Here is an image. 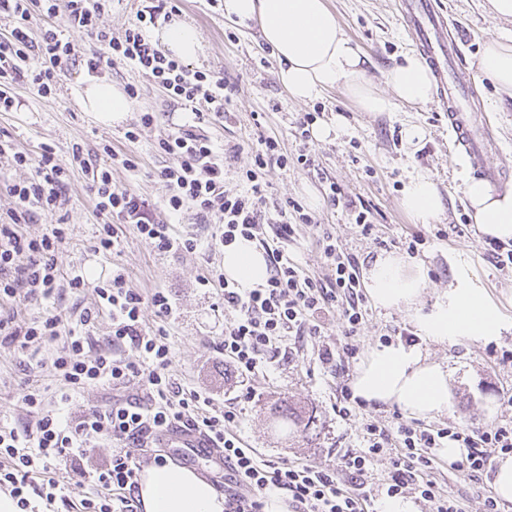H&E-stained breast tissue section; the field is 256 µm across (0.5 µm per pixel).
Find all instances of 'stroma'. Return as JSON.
<instances>
[{
	"instance_id": "stroma-1",
	"label": "stroma",
	"mask_w": 512,
	"mask_h": 512,
	"mask_svg": "<svg viewBox=\"0 0 512 512\" xmlns=\"http://www.w3.org/2000/svg\"><path fill=\"white\" fill-rule=\"evenodd\" d=\"M328 6L364 54L368 78L376 89L385 90L384 70L414 49L397 15L395 0H328ZM440 6L461 34L459 73L475 86L476 114L490 126L495 139L496 149L489 161L496 164L503 158L512 160V96L499 91L474 68L484 42L502 31H512V22L493 18L487 0H440ZM179 7L177 20L192 24L202 39L204 53L199 69L223 75L231 88V119H213L204 126L218 144L240 147L224 176L227 190L239 189V176L250 167L252 149L260 137H279L288 153L293 154L299 148L296 123L304 113H315L317 123L336 127L329 140L309 142L319 171L292 163L285 168L271 166L266 173L271 201L296 200L319 220L315 226L302 225L288 248L306 273L320 278L327 273L317 242L323 229H330L344 252L369 263L383 252H402L405 238L421 234L426 243L414 259L426 271L427 287L418 310L429 311L463 270L512 315V267H498L485 252L486 238L473 224L463 194L461 172L466 160L454 147L448 121L436 102L369 114L360 110L345 89L336 88L314 102L296 103L277 80L274 53L260 45L256 31H243L225 20L219 0H181ZM103 77L118 86L133 84L139 89L124 123H99L81 108L72 89L88 83L89 78L82 67L75 65L59 73L57 91L47 101L32 95L27 84L14 85L12 93L19 106L13 112H0V133L8 135L18 149L32 154L45 144L62 155L75 142L93 146L110 141L117 152L140 162L135 170L114 165L113 184L158 203L160 219L169 220L177 231L192 234L200 245L193 253L161 252L141 240L132 226L124 224L118 229L119 255L95 252L100 220L87 192L90 173L73 168L63 206L67 238L62 247L61 269L67 274L83 272L89 286L81 291L63 288L58 295L41 302L17 300L19 318L58 315L65 328H73L80 310L93 298V285L111 278L113 269H121L128 286L143 295L157 289L170 295L175 305L172 315L161 319L151 306H144V325L153 331L165 330L173 353L170 370L182 384L205 393L219 410L230 398H238L240 418L236 431L245 447L265 459L330 468L336 466L341 455L365 448V426L391 421L393 406L369 403L344 419L336 412L337 399L341 389L351 382L358 356L378 345L381 338L399 340L402 330L413 329L415 312L367 304L356 335L348 338L344 335L341 310L329 311L322 318V335L305 337L291 358L272 363L247 382H240L219 352L224 325L233 313L224 308L221 289L198 284L203 274L224 271V254L212 244L215 227L197 218L191 209L168 216L161 207L168 190L155 177L169 163L168 156L158 149L161 135L191 123L192 116L187 111H168L163 89L131 67L116 66L106 70ZM146 111L156 112V124L142 129L137 141L125 140L126 128L139 123L141 113ZM412 124L426 131L425 138L414 146L404 137L405 128ZM415 173L433 178L444 199L443 214L430 224L417 223L401 206L402 189L409 175ZM331 181L341 186L346 197L362 200L370 209L374 225L371 234H362L348 210L330 205L326 191ZM457 225L463 226V233H454ZM441 229L446 232L442 239L436 236ZM348 342L356 346L358 355L341 369L319 361L322 346L339 349ZM57 348L54 342L35 352L0 346L1 421L13 425L31 422L32 416L22 401L23 388L29 380L43 385L52 383L50 364ZM505 349L512 350V331L491 343L425 344L429 358L448 368L451 403L447 413L423 419V426L477 431L503 420L512 421V365L498 360ZM145 395L144 383L138 379L120 389L90 386L73 399L69 411L76 416L117 399ZM283 397L314 409L322 423L316 437L287 438L274 431L271 409ZM434 477L441 489L459 501L463 512H483L484 498L493 492L492 472L470 481L460 477L444 458Z\"/></svg>"
}]
</instances>
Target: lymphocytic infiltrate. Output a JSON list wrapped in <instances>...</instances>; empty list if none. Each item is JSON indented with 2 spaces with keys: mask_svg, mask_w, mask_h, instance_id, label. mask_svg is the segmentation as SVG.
Returning <instances> with one entry per match:
<instances>
[{
  "mask_svg": "<svg viewBox=\"0 0 512 512\" xmlns=\"http://www.w3.org/2000/svg\"><path fill=\"white\" fill-rule=\"evenodd\" d=\"M111 0H0V14L13 20L10 32L0 38V80L29 83L33 93L51 98L58 71L81 64L89 76L118 64H129L161 86L171 109L192 112L195 122L184 125L158 141L159 150L171 159L158 171L168 194L164 206L175 213L195 210L202 218L218 221L215 243L226 246L236 238L256 239L268 262L265 285L242 287L237 281L220 278L224 306L234 313L224 327L219 352L242 377L267 366L271 355L289 340H301L322 333L321 316L341 308L348 333H355L363 321L365 297L361 291L357 259L340 250L331 231H324L322 247L328 275L314 278L305 274L288 253V243L298 225L314 223L312 213L298 202L285 200L268 204L264 174L270 164L287 166L289 158L275 136L259 138L252 164L244 179L246 192L224 187V167L238 153V146L218 147L202 125L210 117H228L231 98L223 77L193 69L171 58L150 37L159 20L179 11V0H148L136 12V19L121 36H113L104 18ZM46 23L32 32V15ZM76 30L94 38L97 49L84 52L69 39ZM38 57V69H30L31 57ZM0 154L10 155L14 165L32 169L25 181L9 185L14 208L0 213V304L17 296L38 301L51 297L63 280L59 263L66 239L64 222L34 238L25 225L55 215L62 204L72 165L91 167L87 191L97 216L102 217L97 251H118L117 225L133 226L140 238L162 252H192L197 241L189 235L173 236L160 220L155 204L143 195L117 187L112 182V160L135 168L131 158H118L110 142L90 149L71 144L67 159L53 148L42 146L39 157L16 149L0 138ZM95 298L79 315L80 330H69L66 343L52 360V370L63 391L61 401L72 392L97 383L124 387L133 379L147 386L146 398L118 400L104 408L83 412L66 420L44 407L40 387L28 390L23 401L36 414L35 425L22 428L0 426V486L11 489L22 512H28V490L54 501L62 497L64 480L79 477L91 484L93 492L80 502V512H137L136 474L141 463L131 454L155 439L170 426L207 437L214 451L224 458V512H267L272 495H281L288 512H368L370 495L367 475L376 457L393 452L392 469L383 483L386 497L419 495L430 503L432 512H463L458 501L445 495L433 478L435 448L453 441L466 448L458 466L467 479L490 464L486 447L512 454V423L497 424L483 431L437 430L395 419L390 425H368L367 446L358 453L340 457L336 468L309 464H288L261 459L254 449L243 447L234 430L237 411L210 412L209 397L185 388L170 371L172 353L164 332L153 333L142 324L144 304H151L157 317L173 312L164 292L150 298L128 288L125 276L113 272L109 281L94 288ZM112 318V344L129 348L134 359L101 353L87 357L90 344L86 331L101 314ZM63 333L58 316L27 321L16 313H0V342L28 348L55 339ZM112 443V461L103 469L82 468L88 448L99 439ZM46 483H39V476Z\"/></svg>",
  "mask_w": 512,
  "mask_h": 512,
  "instance_id": "lymphocytic-infiltrate-1",
  "label": "lymphocytic infiltrate"
}]
</instances>
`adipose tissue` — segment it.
Segmentation results:
<instances>
[{
  "label": "adipose tissue",
  "instance_id": "obj_1",
  "mask_svg": "<svg viewBox=\"0 0 512 512\" xmlns=\"http://www.w3.org/2000/svg\"><path fill=\"white\" fill-rule=\"evenodd\" d=\"M223 8L225 19L255 29L274 52L277 78L293 101L312 102L341 87L361 111L376 114L393 111L399 104L422 105L432 98L431 71L413 52L384 71L391 94L378 91L366 75L359 47L345 35L326 0H223ZM158 38L167 53L184 62L197 60L202 50L198 32L178 21L166 25ZM478 70L499 90L512 94V37L488 40ZM73 94L84 111L106 125L121 123L132 110L123 89L109 81L76 86ZM461 178L480 232L503 243L512 241V185L495 189L466 172ZM401 206L421 224L436 220L444 210L436 182L425 174L414 175L405 184ZM224 273L244 287H257L268 276L266 258L255 241L237 239L224 249ZM365 286L375 306L408 309L423 294L426 273L396 253H385L367 269ZM416 329L417 344H384L365 353L351 382L355 396L398 406L412 418L446 413L448 370L428 359L423 344L489 343L512 330V318L462 272L429 312L417 315ZM138 499L142 512H224L223 495L206 478L169 462L143 469Z\"/></svg>",
  "mask_w": 512,
  "mask_h": 512
}]
</instances>
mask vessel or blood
<instances>
[{
	"label": "vessel or blood",
	"mask_w": 512,
	"mask_h": 512,
	"mask_svg": "<svg viewBox=\"0 0 512 512\" xmlns=\"http://www.w3.org/2000/svg\"><path fill=\"white\" fill-rule=\"evenodd\" d=\"M397 8L408 38L434 71L438 102L448 120V129L455 145L489 183L505 180L512 173V162L504 160L496 166L486 163L491 140L486 127L472 112L471 86L457 75L458 43L451 34L452 22L436 0H397ZM163 440L179 449L186 459L197 455L205 447L200 439L179 430L164 434Z\"/></svg>",
	"instance_id": "obj_1"
}]
</instances>
